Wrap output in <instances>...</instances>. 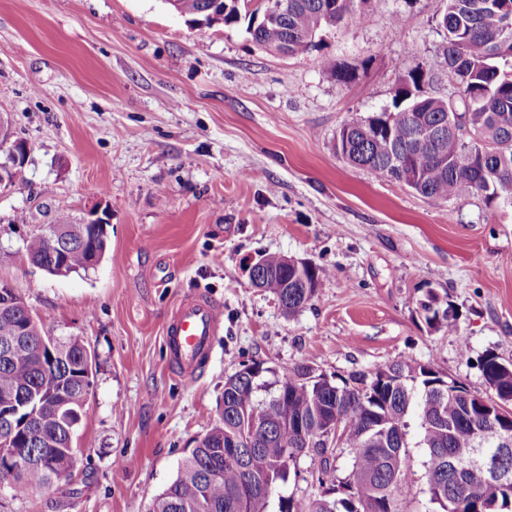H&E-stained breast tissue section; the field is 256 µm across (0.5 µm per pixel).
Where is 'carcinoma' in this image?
Returning a JSON list of instances; mask_svg holds the SVG:
<instances>
[{"label": "carcinoma", "mask_w": 512, "mask_h": 512, "mask_svg": "<svg viewBox=\"0 0 512 512\" xmlns=\"http://www.w3.org/2000/svg\"><path fill=\"white\" fill-rule=\"evenodd\" d=\"M214 0H168L193 23L210 21ZM254 0H222L224 25L248 17L252 40L270 51H308L318 31L345 14L359 23L371 20L351 10L354 0H288L278 28L268 27ZM512 0H447L441 26L446 31L448 77L459 100L427 93L422 69L410 72L396 90L394 109L361 121H348L336 135V153L378 178L407 186L419 195L446 202L483 193L491 202L512 205V72L496 60L512 61V28L499 25V9ZM466 129L469 137L459 134ZM53 241L37 228L23 240L24 251L49 268ZM71 273L89 270V248L77 240L63 255ZM262 288L274 293L292 315L312 300L328 272L298 270L277 253L258 259ZM420 310L428 328L458 332L451 304L435 289L426 290ZM28 330L25 337L18 336ZM42 324L22 307L0 308V482L8 480L11 498L33 490L50 499L62 489L76 462L72 435L81 421L91 382L86 379L89 351L78 338H55L46 345ZM487 354L480 369L494 397H512V363ZM263 368L245 364L224 381L223 409L198 446L179 464L174 480L151 501L148 512H272L274 491L298 477L297 461L319 459L312 498L281 496L277 512H415L411 508L414 473L408 449L409 413L418 418V444L429 501L435 512H509L512 507V448L497 456L499 475L454 468L456 458L506 429L509 412L491 413L481 395L448 386L432 368L400 358L370 371L354 372L335 383L302 362L288 369L277 387L259 398ZM39 396L36 419L25 421L23 397ZM338 419L346 433L341 446L329 447L318 434ZM304 428L293 444L281 429ZM350 468L338 474L335 461Z\"/></svg>", "instance_id": "obj_1"}]
</instances>
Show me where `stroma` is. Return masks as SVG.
<instances>
[{"instance_id":"1","label":"stroma","mask_w":512,"mask_h":512,"mask_svg":"<svg viewBox=\"0 0 512 512\" xmlns=\"http://www.w3.org/2000/svg\"><path fill=\"white\" fill-rule=\"evenodd\" d=\"M445 4L361 0L370 23L344 20L280 56L245 24H194L164 0H0V114L31 148L26 184L0 193V246L21 247L19 213L79 220L100 201L109 214L94 269L0 264L46 331L95 356L65 506L35 491L0 499V512H146L243 362L262 364L271 390L304 361L333 380L406 357L486 394L480 359L512 361V207L478 193L436 203L335 149L340 126L392 108L412 70L429 72L431 95L455 96ZM326 59L354 79L337 81ZM265 253L328 272L295 314L251 284ZM429 288L459 334L428 329ZM196 294L221 305L222 323L185 381L164 329Z\"/></svg>"}]
</instances>
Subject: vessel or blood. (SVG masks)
Listing matches in <instances>:
<instances>
[{"label":"vessel or blood","mask_w":512,"mask_h":512,"mask_svg":"<svg viewBox=\"0 0 512 512\" xmlns=\"http://www.w3.org/2000/svg\"><path fill=\"white\" fill-rule=\"evenodd\" d=\"M220 322L219 306L203 296L185 300L174 310L165 341L180 377L193 378L202 361L209 357Z\"/></svg>","instance_id":"1"}]
</instances>
